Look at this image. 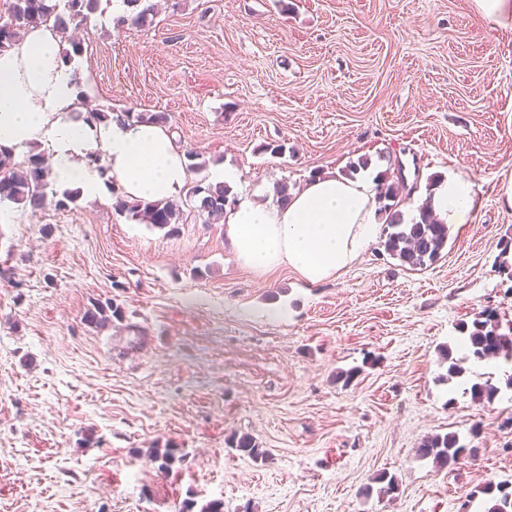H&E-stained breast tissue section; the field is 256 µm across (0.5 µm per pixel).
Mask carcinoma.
Segmentation results:
<instances>
[{"label": "carcinoma", "mask_w": 512, "mask_h": 512, "mask_svg": "<svg viewBox=\"0 0 512 512\" xmlns=\"http://www.w3.org/2000/svg\"><path fill=\"white\" fill-rule=\"evenodd\" d=\"M99 0H8L6 15H0V52L11 48L35 23H50L66 31L78 27L98 8ZM141 0H126L133 8L129 16H120L116 24L130 23L139 27L152 25L154 9L147 5L140 7ZM121 118L127 121L146 122L166 126L169 116L164 112L137 113L123 112ZM49 171L39 153H32L20 164L11 149L0 146V203L4 201L21 205L33 211L44 207L47 199ZM406 188L401 178L390 176L384 171L376 179L375 199L379 211L385 216L387 232L383 247L387 254L397 259L400 266L421 271L442 257L448 244L449 227L437 219L429 202L419 207V219L408 221L400 209L402 189ZM187 195L195 204L198 216L205 224L224 223L226 210L235 207L237 198L230 187L221 183H207L203 180L191 186ZM115 207L130 215L141 224L165 228L183 221V212L167 200H139L116 197ZM122 317L119 306L108 302L97 304L89 312L88 321L104 325L111 318ZM468 333L469 357L488 361L503 358L512 360V326L502 331V323L494 310L485 309L475 315L469 326H462ZM473 398L480 403H492L498 388L491 384H475L471 388ZM230 447L248 455L254 460L267 458V451L250 436L242 435L230 440ZM474 449L460 443L458 435L435 434L425 438L418 455L431 458L440 469L456 464L461 458L472 455ZM480 493L485 495L484 512H512V483L507 481L485 484Z\"/></svg>", "instance_id": "obj_1"}]
</instances>
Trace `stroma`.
I'll use <instances>...</instances> for the list:
<instances>
[{"instance_id": "obj_1", "label": "stroma", "mask_w": 512, "mask_h": 512, "mask_svg": "<svg viewBox=\"0 0 512 512\" xmlns=\"http://www.w3.org/2000/svg\"><path fill=\"white\" fill-rule=\"evenodd\" d=\"M76 37L81 97L168 113L205 163L191 181L225 168L238 198L272 203L275 183L366 157L403 167L404 213L451 173L473 181V213L425 270L376 243L311 286L242 267L190 209L160 229L108 191L1 204L0 512H482L474 490L512 482V362L470 359L461 326L487 307L512 321V21L473 0H160L152 26L94 13ZM106 301L123 320L88 323ZM450 432L474 455L418 457ZM244 434L266 460L230 448ZM153 448L174 449L170 469ZM382 473L394 495L375 491Z\"/></svg>"}]
</instances>
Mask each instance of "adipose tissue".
Segmentation results:
<instances>
[{"mask_svg":"<svg viewBox=\"0 0 512 512\" xmlns=\"http://www.w3.org/2000/svg\"><path fill=\"white\" fill-rule=\"evenodd\" d=\"M51 28H31L0 53V144L23 154L40 146L58 185L101 195L103 182L87 165L101 155L112 184L128 198L173 199L183 189L187 159L166 127L143 122L92 125L80 115L71 63ZM474 184L451 174L435 188L431 206L448 225L467 223ZM237 262L264 273L285 265L308 284L336 277L379 235L371 177L318 176L286 204L239 201L224 218Z\"/></svg>","mask_w":512,"mask_h":512,"instance_id":"ef3b65f1","label":"adipose tissue"}]
</instances>
